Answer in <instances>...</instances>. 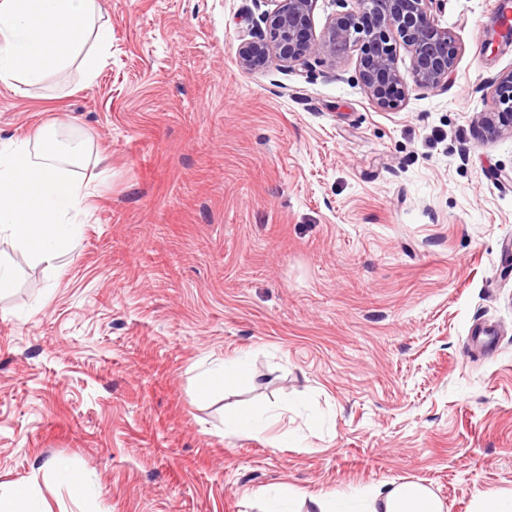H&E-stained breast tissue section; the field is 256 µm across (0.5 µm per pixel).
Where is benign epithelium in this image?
Masks as SVG:
<instances>
[{
	"instance_id": "obj_1",
	"label": "benign epithelium",
	"mask_w": 512,
	"mask_h": 512,
	"mask_svg": "<svg viewBox=\"0 0 512 512\" xmlns=\"http://www.w3.org/2000/svg\"><path fill=\"white\" fill-rule=\"evenodd\" d=\"M265 10L238 47L240 67L248 72L266 69L276 60L293 69L310 59L333 61L358 52V76L368 97L378 107L396 109L409 86L436 90L448 84L455 68L453 35L431 17L435 0H331L341 8L330 17L318 38L310 32L317 0H255ZM411 54V71L402 74L397 49ZM494 111L477 119L484 132H512V71L500 77L492 90Z\"/></svg>"
}]
</instances>
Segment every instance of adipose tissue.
Here are the masks:
<instances>
[{"label":"adipose tissue","instance_id":"ef3b65f1","mask_svg":"<svg viewBox=\"0 0 512 512\" xmlns=\"http://www.w3.org/2000/svg\"><path fill=\"white\" fill-rule=\"evenodd\" d=\"M110 28L98 0H0V84L31 85L73 65L92 82ZM58 134L49 123L31 140H0V243L46 264L74 250L91 194L80 148L60 145ZM226 384L255 386L248 359L216 363L200 375L196 393L206 398ZM280 418L267 408L228 409L224 432L258 434ZM363 500L364 512H445L431 489L414 482L369 490Z\"/></svg>","mask_w":512,"mask_h":512}]
</instances>
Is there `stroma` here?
<instances>
[{
  "instance_id": "obj_1",
  "label": "stroma",
  "mask_w": 512,
  "mask_h": 512,
  "mask_svg": "<svg viewBox=\"0 0 512 512\" xmlns=\"http://www.w3.org/2000/svg\"><path fill=\"white\" fill-rule=\"evenodd\" d=\"M110 55L0 86V139L57 123L92 194L53 266L0 297V486L54 461L52 512H260L256 491L429 487L446 512L512 491V134L477 117L512 71L497 0H440L447 88L377 107L357 59L238 62L254 0H101ZM491 332L493 347L479 331ZM253 388L197 400L210 363ZM288 405L250 437L224 409ZM235 384L245 387L256 385V376L247 358L223 360L204 371L196 384V394L208 398L217 386ZM52 473L59 481L65 483L70 493L75 498H83L86 494L87 484L84 479H80L75 472L63 462L52 463Z\"/></svg>"
}]
</instances>
